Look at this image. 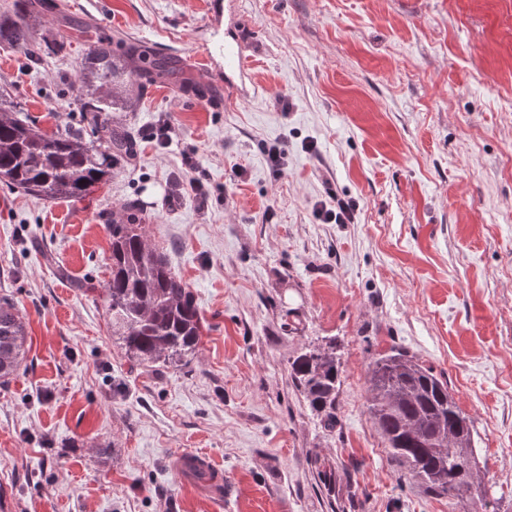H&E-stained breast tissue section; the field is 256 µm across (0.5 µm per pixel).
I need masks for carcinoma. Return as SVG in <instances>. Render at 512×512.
Listing matches in <instances>:
<instances>
[{
  "instance_id": "1",
  "label": "carcinoma",
  "mask_w": 512,
  "mask_h": 512,
  "mask_svg": "<svg viewBox=\"0 0 512 512\" xmlns=\"http://www.w3.org/2000/svg\"><path fill=\"white\" fill-rule=\"evenodd\" d=\"M43 0H23V8L0 17V41L34 58L41 43L28 18ZM169 62L139 57L137 73L119 61L112 40L102 38L86 53L81 85L86 88L82 130L58 128L47 133L24 121L0 117V182L49 200L82 199L107 181L115 161L129 155L127 136L112 127L110 112L126 103L130 77L152 83ZM112 236L110 279L102 299L112 335L128 358L150 367L179 366L199 347L202 320L192 292L172 270L163 253L145 238L143 220L128 214L126 223L108 225ZM26 328L14 305L0 301V383L21 365ZM290 376L324 427H336L340 366L333 346L302 350L290 363ZM366 412L389 452L390 461L437 497L467 495L471 506L482 501L475 479L478 461L473 425L459 408L447 381L400 347L368 368Z\"/></svg>"
}]
</instances>
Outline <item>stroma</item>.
I'll return each mask as SVG.
<instances>
[{
    "instance_id": "35a3bbf8",
    "label": "stroma",
    "mask_w": 512,
    "mask_h": 512,
    "mask_svg": "<svg viewBox=\"0 0 512 512\" xmlns=\"http://www.w3.org/2000/svg\"><path fill=\"white\" fill-rule=\"evenodd\" d=\"M64 44H0L14 118L81 127L89 41L181 54L112 122L131 158L80 200L0 185V296L27 330L0 384V512H463L402 477L366 414L399 346L473 422L485 512H512V0H49ZM242 47L240 95L224 46ZM206 66L211 93L198 100ZM171 123L164 149L144 128ZM284 142L276 173L265 146ZM205 200L178 194L186 177ZM342 198L347 224L318 211ZM142 217L205 324L179 367L134 364L97 291L109 225ZM334 343L336 428L290 377ZM210 457L218 501L180 456Z\"/></svg>"
}]
</instances>
